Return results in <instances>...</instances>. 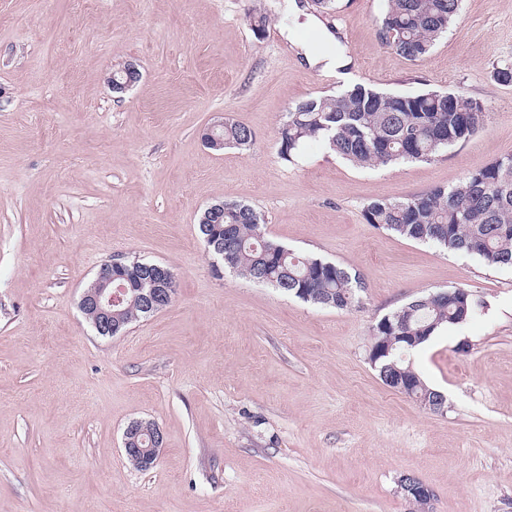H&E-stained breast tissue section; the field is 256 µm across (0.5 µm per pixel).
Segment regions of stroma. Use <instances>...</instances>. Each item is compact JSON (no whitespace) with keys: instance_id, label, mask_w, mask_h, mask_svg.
I'll return each instance as SVG.
<instances>
[{"instance_id":"1","label":"stroma","mask_w":512,"mask_h":512,"mask_svg":"<svg viewBox=\"0 0 512 512\" xmlns=\"http://www.w3.org/2000/svg\"><path fill=\"white\" fill-rule=\"evenodd\" d=\"M0 0V512H512V268L367 224L373 200L456 185L512 153V0H462L424 59L383 47L385 0ZM269 23L255 34L249 16ZM335 47L330 73L305 49ZM132 63L115 94L106 77ZM365 82L462 93L484 126L430 162L358 168L322 143L281 160L289 107ZM248 126L249 148L204 130ZM241 202L267 237L359 274V307L321 308L217 269L209 205ZM166 265L170 306L97 336L82 291L114 256ZM462 287L484 306L410 362L434 413L383 384L374 326ZM164 445L141 472L127 425ZM217 131V134L224 139V144L222 139L216 135ZM204 139L208 145L213 146L214 148H220L224 145V148L221 149H246L247 147H250L253 142V133L250 128L243 124L229 122L226 120L224 121V119H222L215 121L208 128V133L205 134ZM136 424L140 426H136ZM142 421H134L128 425L124 432V450L126 453L127 461L135 467L137 470L146 471L149 469H145L143 467L142 460L145 461L147 466L152 467L156 464L160 451L163 447V433L161 429L152 423L141 425ZM136 426V427H135ZM149 433L151 436L150 448H141V444L143 443V438L141 437L142 433ZM129 453H139L141 454L142 460L139 456L135 455H127Z\"/></svg>"}]
</instances>
